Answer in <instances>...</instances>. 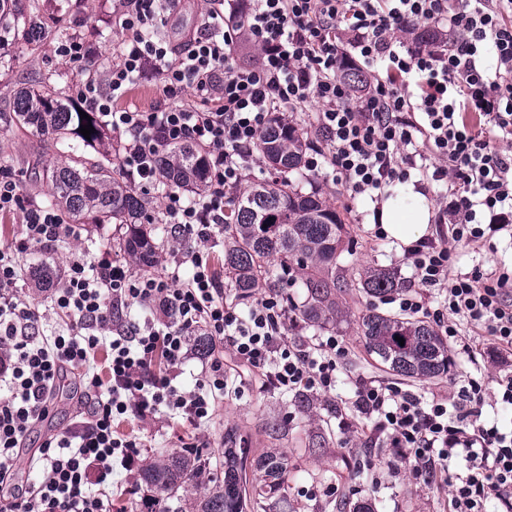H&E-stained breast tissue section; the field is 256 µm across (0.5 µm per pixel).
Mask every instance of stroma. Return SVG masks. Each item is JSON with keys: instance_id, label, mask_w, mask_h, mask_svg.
I'll list each match as a JSON object with an SVG mask.
<instances>
[{"instance_id": "obj_1", "label": "stroma", "mask_w": 512, "mask_h": 512, "mask_svg": "<svg viewBox=\"0 0 512 512\" xmlns=\"http://www.w3.org/2000/svg\"><path fill=\"white\" fill-rule=\"evenodd\" d=\"M18 5L47 20H57L55 36L40 43L27 45L14 42L7 54L0 56V111H9L17 92L38 86L47 75H55L56 86L63 94H74L75 88L87 78L63 58L53 52L57 42L80 37L92 42L97 53L91 59L95 74L101 75L118 60L123 33L112 14L110 0H18ZM34 142L31 136L17 127L0 123V162L15 173L23 193L37 203H44L48 187L42 179L30 173ZM313 185L325 191L344 223L351 229L356 267L382 266L398 271L405 281H412L413 271L403 259L405 240L372 237L374 201L351 198L343 181L312 174ZM121 232L115 225L99 226L86 223L77 226L67 242L54 251L38 253L28 259V266L50 264L63 268L68 253L76 248L97 251L107 246L113 257H120ZM485 267L512 268V242L495 240L493 247L463 245L458 249V266L469 271L473 264ZM340 337L349 344L352 353L347 359L338 385L340 401L335 414H327L322 407H305L301 399L273 388L262 387L260 381L239 374L230 350L217 348L224 357V373L229 392L217 398L211 422L194 428L176 421L155 432L143 429L134 419L120 421L119 433L140 439L144 454L172 452L190 445L223 450L225 434H234L252 448H278L288 457V487L279 503V512H336L338 498L349 502L371 501L375 512H448V490L437 485H426L408 475H393L381 469L366 468V461L376 459L381 450L357 442L341 447L343 429L339 422L348 410L353 386L358 379L380 376L381 371L366 353L355 326L343 327ZM452 361L447 377L412 382L411 388L427 396L431 392L448 389L461 383L466 376L480 372L493 377L500 363L492 345H483L478 363H471L449 350ZM80 387L70 382L68 388L58 389L49 416L36 425L27 439L35 449L43 437L65 427L77 412Z\"/></svg>"}]
</instances>
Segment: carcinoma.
<instances>
[{"label": "carcinoma", "instance_id": "carcinoma-1", "mask_svg": "<svg viewBox=\"0 0 512 512\" xmlns=\"http://www.w3.org/2000/svg\"><path fill=\"white\" fill-rule=\"evenodd\" d=\"M0 0V36L22 32L40 41L49 31L39 17L4 11ZM74 97H62L45 80L39 88L18 93L6 121L36 138V150L53 149L62 157L46 170L47 202L59 207L74 224L88 216L96 224L127 228L124 254L141 269L154 266L157 236L137 220L146 206L132 185L114 177L112 160L91 163L77 159L83 147L104 138L97 113L79 114ZM92 124L85 138L81 126ZM307 131L299 123L274 119L262 133L258 148L274 177L253 182L238 193L224 221V284L242 299L262 288L274 290L268 261L277 258L291 271L289 285L304 289L292 304L296 317L318 331H333L352 315L357 297L383 299L399 286L397 272L369 267L349 271L344 254L348 238L334 203L318 188L303 190L301 172ZM161 187L186 192L206 188L208 172L202 152L188 144L168 148L161 167ZM358 334L367 352L391 375L404 380H430L448 374V342L428 322L391 315L369 307L358 315ZM404 339L399 344L395 337ZM253 449L226 448L223 459L200 448H182L150 460L140 480L152 492L139 512H277L288 475V457L276 448L264 450L256 463Z\"/></svg>", "mask_w": 512, "mask_h": 512}]
</instances>
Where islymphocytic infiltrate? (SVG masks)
Instances as JSON below:
<instances>
[{"mask_svg":"<svg viewBox=\"0 0 512 512\" xmlns=\"http://www.w3.org/2000/svg\"><path fill=\"white\" fill-rule=\"evenodd\" d=\"M180 0H117L126 37L105 79L77 96L110 126L122 168L141 189L156 185L159 161L175 143L200 147L210 175L185 198L165 191L162 215L182 239L157 275L134 274L110 251H71L43 306L17 294L27 255L70 237L58 209L31 201L0 164V214L21 226L0 247V512H110L116 470L135 474L140 444L115 429L134 418L162 428L165 415L201 424L228 382L212 359L194 389L179 378L189 341L203 332L224 341L263 386L329 401L349 347L336 335L300 343L282 293L255 298L248 313L224 295L212 248L233 195L258 165L256 143L275 114H303L318 138L306 167L331 171L352 197L378 199L412 173L444 182L434 236L405 247L414 272L398 308L433 319L451 346L476 359L478 341L512 355V272L459 270L457 248L512 235V0H206L183 48L146 37ZM432 27L434 40L403 48L402 31ZM258 49L243 65L241 50ZM493 67H486L485 57ZM369 69L356 95L345 64ZM154 82L166 101L150 112L118 108L131 85ZM144 311V321L132 319ZM65 330L41 335L40 321ZM105 351V373L95 355ZM78 376L86 402L66 428L48 435L16 483L24 441L54 404L64 373ZM348 427L391 449L388 470L404 469L448 488V512H512V431L488 416L512 407V372L467 377L455 390L423 398L392 382H357Z\"/></svg>","mask_w":512,"mask_h":512,"instance_id":"obj_1","label":"lymphocytic infiltrate"}]
</instances>
